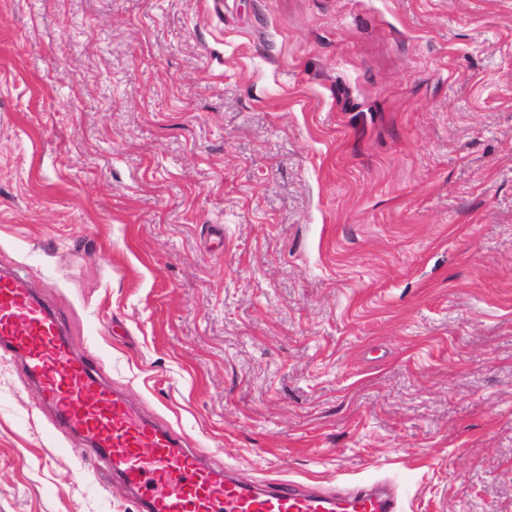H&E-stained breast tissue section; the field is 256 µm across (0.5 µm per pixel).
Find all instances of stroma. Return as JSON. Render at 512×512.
I'll list each match as a JSON object with an SVG mask.
<instances>
[{
    "mask_svg": "<svg viewBox=\"0 0 512 512\" xmlns=\"http://www.w3.org/2000/svg\"><path fill=\"white\" fill-rule=\"evenodd\" d=\"M0 270L252 482L512 512V0H0ZM0 359V512H136Z\"/></svg>",
    "mask_w": 512,
    "mask_h": 512,
    "instance_id": "stroma-1",
    "label": "stroma"
}]
</instances>
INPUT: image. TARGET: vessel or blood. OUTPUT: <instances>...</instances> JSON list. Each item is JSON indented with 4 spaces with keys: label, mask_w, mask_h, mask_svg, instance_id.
<instances>
[{
    "label": "vessel or blood",
    "mask_w": 512,
    "mask_h": 512,
    "mask_svg": "<svg viewBox=\"0 0 512 512\" xmlns=\"http://www.w3.org/2000/svg\"><path fill=\"white\" fill-rule=\"evenodd\" d=\"M0 352L38 383L58 426L85 440L82 463L139 492V512H399L396 496L380 487L258 485L209 466L172 425L132 406L76 357L61 317L14 273L0 275Z\"/></svg>",
    "instance_id": "vessel-or-blood-1"
}]
</instances>
